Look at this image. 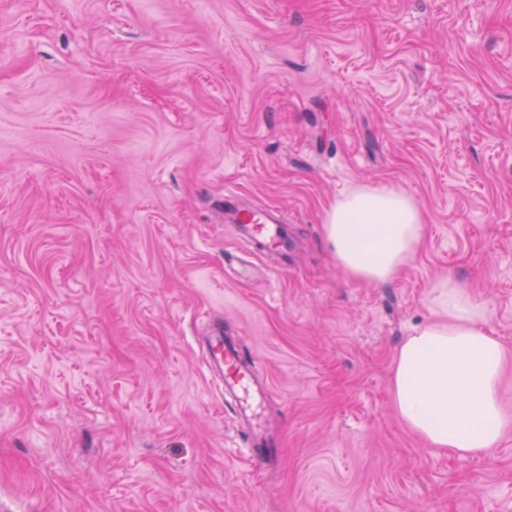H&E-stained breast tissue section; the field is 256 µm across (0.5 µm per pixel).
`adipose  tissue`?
Returning a JSON list of instances; mask_svg holds the SVG:
<instances>
[{
	"instance_id": "ef3b65f1",
	"label": "adipose tissue",
	"mask_w": 512,
	"mask_h": 512,
	"mask_svg": "<svg viewBox=\"0 0 512 512\" xmlns=\"http://www.w3.org/2000/svg\"><path fill=\"white\" fill-rule=\"evenodd\" d=\"M425 217L405 192L362 184L338 198L323 223L337 267L369 284L394 280L413 259ZM433 320L395 357L391 391L401 421L431 447L459 457L497 448L508 423L499 398L511 355L494 336L489 307L454 275L430 284Z\"/></svg>"
}]
</instances>
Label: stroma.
<instances>
[{
    "label": "stroma",
    "mask_w": 512,
    "mask_h": 512,
    "mask_svg": "<svg viewBox=\"0 0 512 512\" xmlns=\"http://www.w3.org/2000/svg\"><path fill=\"white\" fill-rule=\"evenodd\" d=\"M361 184L426 216L386 284L324 238ZM228 185L283 210L287 270ZM445 271L512 353V0H0L8 512H512V427L462 459L392 400ZM217 322L272 388L267 466L205 370Z\"/></svg>",
    "instance_id": "obj_1"
}]
</instances>
